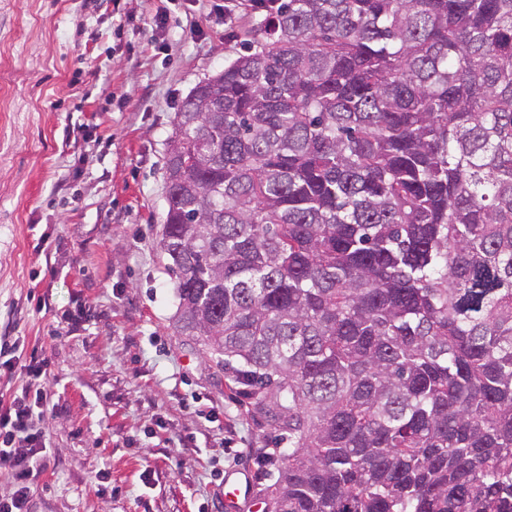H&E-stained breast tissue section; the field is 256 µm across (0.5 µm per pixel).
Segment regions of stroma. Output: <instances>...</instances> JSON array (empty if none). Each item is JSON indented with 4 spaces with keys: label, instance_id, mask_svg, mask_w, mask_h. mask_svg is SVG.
Listing matches in <instances>:
<instances>
[{
    "label": "stroma",
    "instance_id": "1",
    "mask_svg": "<svg viewBox=\"0 0 512 512\" xmlns=\"http://www.w3.org/2000/svg\"><path fill=\"white\" fill-rule=\"evenodd\" d=\"M225 3L0 0V336L43 345L54 408L30 512H251L225 481L278 476L287 441L177 333L159 247L175 114L256 17Z\"/></svg>",
    "mask_w": 512,
    "mask_h": 512
}]
</instances>
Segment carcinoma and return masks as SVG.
<instances>
[{
	"label": "carcinoma",
	"mask_w": 512,
	"mask_h": 512,
	"mask_svg": "<svg viewBox=\"0 0 512 512\" xmlns=\"http://www.w3.org/2000/svg\"><path fill=\"white\" fill-rule=\"evenodd\" d=\"M176 113V330L288 436L275 512H512V0H253Z\"/></svg>",
	"instance_id": "cac0c4a2"
}]
</instances>
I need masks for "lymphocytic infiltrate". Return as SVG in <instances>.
Returning a JSON list of instances; mask_svg holds the SVG:
<instances>
[{
  "mask_svg": "<svg viewBox=\"0 0 512 512\" xmlns=\"http://www.w3.org/2000/svg\"><path fill=\"white\" fill-rule=\"evenodd\" d=\"M19 343L0 345V365L20 371L23 383L0 405V466L12 474L11 493L0 496V512H28L40 460L49 446L46 420L50 408L44 393L49 360L42 351L19 353Z\"/></svg>",
  "mask_w": 512,
  "mask_h": 512,
  "instance_id": "obj_1",
  "label": "lymphocytic infiltrate"
}]
</instances>
